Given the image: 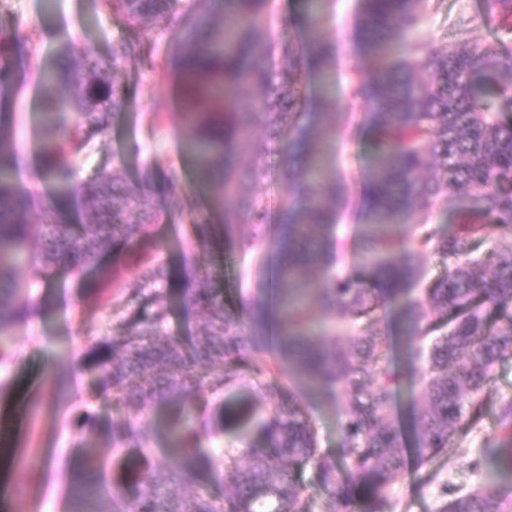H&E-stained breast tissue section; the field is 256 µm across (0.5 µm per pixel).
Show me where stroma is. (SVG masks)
Returning <instances> with one entry per match:
<instances>
[{
    "label": "stroma",
    "mask_w": 512,
    "mask_h": 512,
    "mask_svg": "<svg viewBox=\"0 0 512 512\" xmlns=\"http://www.w3.org/2000/svg\"><path fill=\"white\" fill-rule=\"evenodd\" d=\"M358 13L359 0H321L319 4L320 35L336 45V79L326 84L319 76H310L308 92L314 100L324 95L335 100L340 126L346 116L357 119L367 110L365 104L351 101L347 93V74L363 57ZM17 26L29 33L38 50L37 63L54 68L61 64L60 50L65 45L70 46L74 59L89 56L109 61L112 44L122 34L120 23L102 0H55L51 8L45 0H0V29ZM449 30L462 44H500L486 0H428L418 39L428 50L436 51L445 46ZM116 78L126 107L111 120L107 132L75 156L76 182L119 164L132 183L150 163L159 176L175 177L180 189L162 195L168 223L153 225L151 238L106 249L83 276L61 270L45 277L38 261L39 237H31L18 253L17 301L32 307L34 313L8 338H0V352L10 355L8 361L0 362V449L10 462V476L0 488L7 501L5 512H62L72 482L94 460L105 464L101 473L105 495L98 506L101 512H109L111 465L119 456L112 446V425L120 414L112 405L111 394L99 387L94 357L106 351L108 341L127 332L126 324L112 315V293L105 288L109 277L118 276L120 283L134 286L152 264L154 245L161 244L170 272H177L183 255L192 256L206 270L210 288L232 309L239 296L253 290L260 280L261 258L272 250L271 244L264 242L248 254L237 252V242L252 232L247 224L234 225L221 242L202 250L195 247L189 214L220 224L224 212L219 185H199L196 170L183 151L185 107L178 83L151 70L138 56L127 58ZM16 81L17 90L0 100V113H6L12 122L19 154L13 180L31 195L52 198L67 223H86L79 197L46 179L41 163V144L47 137L43 101L47 95H55L62 115L70 118L74 115L70 93L56 86L49 90L41 87L28 65L17 69ZM314 144L334 155L328 175L344 184L349 208L357 210L358 186L372 162L368 139L351 140L340 130L335 140L319 136ZM379 327L390 336V361L401 371L394 420L406 432L421 392L405 361L402 328L387 312L382 313ZM293 387L312 422L318 448L335 452L342 443L343 404L309 391L302 380H295ZM509 399L512 356L502 359L492 372L480 430L468 435L462 447L440 455L431 469L420 468L415 458H408L409 475L393 490L392 512H442L451 489L470 491L484 484L490 477L488 468L473 467L472 461L480 456L484 437L497 432L499 407ZM194 403L197 412L219 432L217 439L202 443V450L214 457L240 455L234 436L221 433L223 399L199 392ZM84 413L92 414L97 422V433L88 441L81 440L75 428L76 419Z\"/></svg>",
    "instance_id": "1"
}]
</instances>
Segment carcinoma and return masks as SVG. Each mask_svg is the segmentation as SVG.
<instances>
[{"label": "carcinoma", "instance_id": "cac0c4a2", "mask_svg": "<svg viewBox=\"0 0 512 512\" xmlns=\"http://www.w3.org/2000/svg\"><path fill=\"white\" fill-rule=\"evenodd\" d=\"M426 0H361L359 26L366 64L352 69L349 96L368 105L350 135L372 133L373 163L360 187L367 245L342 263L337 227L348 205L346 189L328 180L317 151L309 148L305 77L327 76L336 47L312 28L300 43L283 24L269 48L268 0H106L129 35L112 45V63H66L45 72L47 85L64 81L73 89L75 124L55 127L42 146L45 174L70 186L71 155L108 128L111 115L125 106L110 73L129 56L176 74L186 100V142L201 180L221 177L224 229L250 224L252 237L239 248L248 252L262 240L274 251L267 263L273 277L241 300L249 328L239 329L237 311L204 286L207 274L184 272V303L203 315L195 335L164 332L167 310L130 326L112 344V357L96 364L99 382L112 390L117 406L139 411L150 404H172L166 430L173 439L168 459H125L112 482V512H310L301 474L310 470L325 496V512H388L392 491L406 476V440L392 423L400 373L388 361L390 344L377 328L378 313L398 298L397 317L408 337L410 356L423 403L414 414L413 451L427 468L448 448L481 426L490 373L512 355V242L485 259L471 257V243L490 224L512 229V53L482 44L458 46L453 31L442 51L425 52L411 42L402 59L388 61L395 35L422 24ZM500 31L512 40V0H487ZM177 24L170 50L159 57L141 41L148 19ZM27 34L17 29L0 36V94L13 84L16 59L31 57ZM257 126L272 131L278 144V171L288 173L289 194L277 208L260 196H241L234 156L250 154L243 173L260 182L272 177L268 146L249 137ZM8 117L0 113V246H22L31 235L23 213L40 211L43 269L64 265L73 272L92 266L117 240L134 242L163 222L164 208L153 201V167L129 184L119 167L101 170L78 186L88 224L65 223L53 204L35 201L5 177L18 156ZM434 161L435 174L421 176ZM479 188L460 232L443 235L425 221L394 236L397 219L412 208L430 210L450 191ZM194 244L205 247L215 226L196 220ZM405 260L393 261L397 252ZM435 251L460 261L443 278L414 295L421 280L415 259ZM14 265L0 258V337L21 319L15 307ZM167 264L157 256L137 285L118 296L116 309L141 307L159 292ZM320 303L327 338L318 335L312 303ZM275 351L280 369L259 358ZM270 376V406L257 416L252 402H224V430L244 433L256 424L261 437L246 448L247 461L226 456L220 467L188 443L209 433V425L189 424L191 390L224 393L242 368ZM300 377L312 391L345 404L342 448L334 455L317 448L313 426L291 382ZM500 432L485 441V462L512 472V401L503 405ZM149 439L129 417L112 425V447L146 448ZM208 470L234 489L215 499L193 479ZM97 475L87 472L74 489L78 510L98 493ZM445 512H512V492L490 483L471 492H452Z\"/></svg>", "mask_w": 512, "mask_h": 512}]
</instances>
